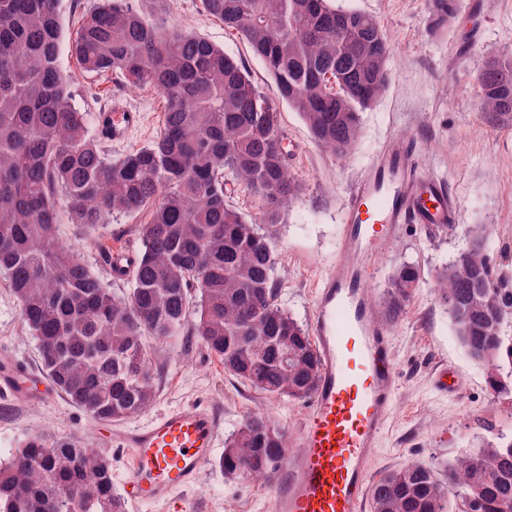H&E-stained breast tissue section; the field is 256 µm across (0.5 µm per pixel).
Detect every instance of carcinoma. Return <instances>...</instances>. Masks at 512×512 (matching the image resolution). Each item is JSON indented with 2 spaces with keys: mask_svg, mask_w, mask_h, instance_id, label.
<instances>
[{
  "mask_svg": "<svg viewBox=\"0 0 512 512\" xmlns=\"http://www.w3.org/2000/svg\"><path fill=\"white\" fill-rule=\"evenodd\" d=\"M59 0H0V271L36 339L42 371L67 401L112 423L147 410L157 393L153 344L197 337L224 370L272 397L310 396L319 360L303 324L277 298L276 255L262 224H280L302 193L289 168L274 99L288 104L312 140L349 154L360 114L386 88L391 44L372 15L331 0H201L241 35L274 82L270 98L223 49L168 25L153 0H101L64 39ZM432 21L456 22L457 0H429ZM83 68L151 87L165 100L148 146L112 159L72 104L57 59L63 41ZM480 111L512 115V55L488 56L478 75ZM249 188L253 217L228 202L227 175ZM99 241L116 214L149 211L135 267H111L131 288L119 295L78 252L59 242L58 207ZM487 227L436 273L439 303L489 385L512 379V291L498 287ZM420 269L398 266L388 308L401 310ZM291 357L283 367V353ZM283 428L246 416L218 465L268 481L286 459ZM383 475L371 512H512V434L448 462ZM0 512H127L106 459L83 445L27 435L0 458Z\"/></svg>",
  "mask_w": 512,
  "mask_h": 512,
  "instance_id": "obj_1",
  "label": "carcinoma"
}]
</instances>
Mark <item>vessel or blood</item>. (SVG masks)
<instances>
[{
    "mask_svg": "<svg viewBox=\"0 0 512 512\" xmlns=\"http://www.w3.org/2000/svg\"><path fill=\"white\" fill-rule=\"evenodd\" d=\"M133 122V113L117 102L98 115L101 135L115 142L127 137ZM460 220L445 181L424 174L413 141H386L357 174L342 210L336 258L317 291L310 324L320 379L302 449L278 472L274 512H364L371 464L397 382L386 319L373 304L372 261L403 225ZM0 383L16 395L27 393L3 352ZM219 425L213 408L194 404L126 431L128 495L157 502L193 487L215 450Z\"/></svg>",
    "mask_w": 512,
    "mask_h": 512,
    "instance_id": "vessel-or-blood-1",
    "label": "vessel or blood"
}]
</instances>
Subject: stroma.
Segmentation results:
<instances>
[{
  "label": "stroma",
  "mask_w": 512,
  "mask_h": 512,
  "mask_svg": "<svg viewBox=\"0 0 512 512\" xmlns=\"http://www.w3.org/2000/svg\"><path fill=\"white\" fill-rule=\"evenodd\" d=\"M336 6L374 15L391 40L389 82L384 93L361 114V134L353 151L337 157L317 146L296 112L278 102L288 138L290 168L304 184L283 223L269 227L280 283L279 301L302 322H309L315 290L336 256L341 212L356 173L384 140L418 142L423 170L447 182L462 213L452 236L432 238L422 225H407L401 237L375 261L374 303L385 307L394 270L417 264L423 282L402 310L388 320L399 377L393 413L379 439L371 475H382L409 461L441 469L495 434L512 429V393L494 392L484 367L473 360L448 315L436 300L434 274L468 245L471 225L490 230L489 257L499 287L512 289V119L480 112L477 75L492 54H512V0H459L456 24L434 26L428 0H334ZM156 12L169 25L193 32L242 63L265 93L274 85L263 62L240 35L206 14L201 0H156ZM59 67L72 80L73 102L97 113L118 98L140 119L129 139L111 144L113 157L148 145L157 137L165 102L152 88L124 87L111 77L86 73L69 52ZM137 218L119 215L111 236L94 243L60 215L58 237L77 249L85 263L108 277L106 251L139 246ZM0 349L9 352L36 382L28 399L0 393V448L16 447L26 434L70 438L94 446L104 432L118 437L161 414L185 405L210 404L221 418L219 437L235 430L251 413L268 414L286 433L289 452L300 446L301 425L310 399L270 397L225 373L224 366L196 337L161 344L155 361L159 391L146 412L103 424L72 406L44 378L36 341L23 325L20 306L0 274ZM460 381L456 390L440 389L442 372ZM275 485L227 476L215 459L205 461L193 488L169 500L128 503V512H273Z\"/></svg>",
  "instance_id": "35a3bbf8"
}]
</instances>
